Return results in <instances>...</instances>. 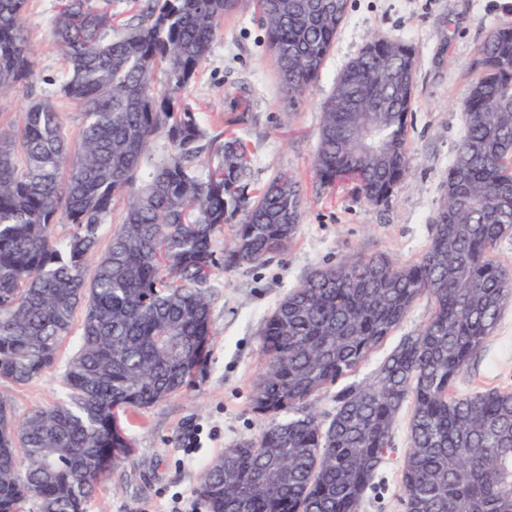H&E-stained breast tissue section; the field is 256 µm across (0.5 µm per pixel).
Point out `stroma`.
Masks as SVG:
<instances>
[{
	"label": "stroma",
	"mask_w": 512,
	"mask_h": 512,
	"mask_svg": "<svg viewBox=\"0 0 512 512\" xmlns=\"http://www.w3.org/2000/svg\"><path fill=\"white\" fill-rule=\"evenodd\" d=\"M351 7L321 76L295 107H288L268 50L256 0H239L224 18L208 57L201 63L191 100L211 135L233 131L254 157L250 183L259 187L285 171L303 183L306 204L299 232L286 251L261 265L225 269L213 290L215 338L208 360L181 393L131 414L126 433L132 449L101 483L86 512H206L197 493L203 468L224 449L256 437L264 424L250 408L262 372L261 331L275 305L312 269L352 254L382 252L406 262L427 248L429 219L464 130V105L473 78L470 63L487 33L512 22V0H350ZM58 0H29L36 77H55L61 57L49 21ZM381 35L416 50L415 93L408 115L407 184L383 206L369 204L354 186L330 188L310 175L322 101L344 65L367 40ZM245 86L249 112L235 111L225 92ZM432 308L419 298L403 322L349 378L316 396L323 419L336 411V395L348 384L370 382L404 337L415 335ZM77 351L76 336L63 344L55 370L30 385H0V399L15 418L60 400V375ZM463 392L512 389V305L493 336L458 380ZM410 407H403L385 455L358 512H404L402 468L409 449Z\"/></svg>",
	"instance_id": "35a3bbf8"
}]
</instances>
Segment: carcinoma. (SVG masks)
<instances>
[{
  "label": "carcinoma",
  "mask_w": 512,
  "mask_h": 512,
  "mask_svg": "<svg viewBox=\"0 0 512 512\" xmlns=\"http://www.w3.org/2000/svg\"><path fill=\"white\" fill-rule=\"evenodd\" d=\"M50 35L63 71L0 129V383L53 368L82 310L79 347L55 405L15 420L0 400V512H84L129 453L124 419L190 386L212 342L211 290L226 268L261 264L295 239L300 183L250 187L244 139L215 143L191 87L237 0H60ZM258 0L288 106L318 80L347 0ZM28 0H0V94L32 88ZM415 48L372 37L322 103L311 171L388 203L407 175ZM465 133L442 184L447 223L415 261L356 255L312 270L265 319L251 397L270 418L202 471L207 512H358L413 405L405 512H512V391L457 381L512 302L496 250L512 234V24L478 47ZM80 108L71 138L57 99ZM126 204L113 216V200ZM232 248L216 235L236 216ZM67 226L59 237L54 228ZM113 225L100 250L102 227ZM92 275H87L89 265ZM423 295L432 310L375 380L343 389L324 422L311 398L351 374Z\"/></svg>",
  "instance_id": "cac0c4a2"
}]
</instances>
